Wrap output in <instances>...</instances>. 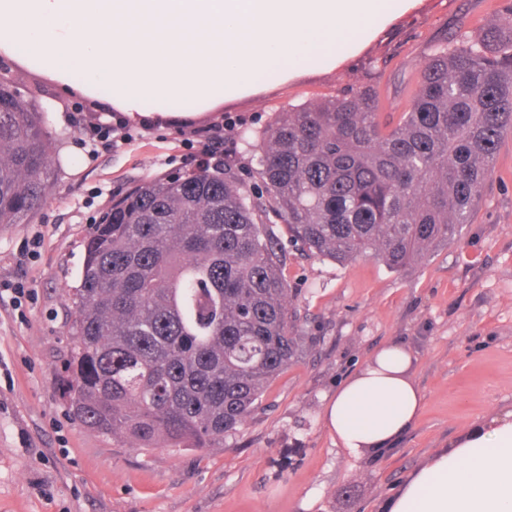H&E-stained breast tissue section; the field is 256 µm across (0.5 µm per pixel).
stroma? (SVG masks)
<instances>
[{
  "instance_id": "35a3bbf8",
  "label": "stroma",
  "mask_w": 512,
  "mask_h": 512,
  "mask_svg": "<svg viewBox=\"0 0 512 512\" xmlns=\"http://www.w3.org/2000/svg\"><path fill=\"white\" fill-rule=\"evenodd\" d=\"M512 0H423L352 66L300 78L198 118L120 119L100 98L59 95L8 61L56 143V180L28 224H0V512H382L405 478L493 414L512 410V136L502 143L472 221L454 244L395 272L360 257L341 266L292 252L289 295L299 316L297 359L261 407L220 448H134L78 425L55 386L69 350L67 295L84 241L113 198L139 181L192 168L218 129L224 161L257 181L243 133L276 113L374 86L388 121L412 99L424 62L451 38L494 23ZM107 123L114 143L86 136ZM410 358L424 402L385 447L352 454L325 424L337 387L381 347Z\"/></svg>"
}]
</instances>
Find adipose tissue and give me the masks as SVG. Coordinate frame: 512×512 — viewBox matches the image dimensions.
Here are the masks:
<instances>
[{"label":"adipose tissue","instance_id":"obj_1","mask_svg":"<svg viewBox=\"0 0 512 512\" xmlns=\"http://www.w3.org/2000/svg\"><path fill=\"white\" fill-rule=\"evenodd\" d=\"M421 0H0V57L61 90H106L135 119L160 101L202 115L362 53ZM386 346L325 409L353 453L405 431L423 404ZM384 512H512V411L494 415L412 472Z\"/></svg>","mask_w":512,"mask_h":512}]
</instances>
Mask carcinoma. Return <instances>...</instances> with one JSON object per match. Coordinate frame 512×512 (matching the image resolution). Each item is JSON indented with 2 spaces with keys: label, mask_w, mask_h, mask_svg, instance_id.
Wrapping results in <instances>:
<instances>
[{
  "label": "carcinoma",
  "mask_w": 512,
  "mask_h": 512,
  "mask_svg": "<svg viewBox=\"0 0 512 512\" xmlns=\"http://www.w3.org/2000/svg\"><path fill=\"white\" fill-rule=\"evenodd\" d=\"M381 109L360 86L252 133L261 194L222 164L112 200L68 293L58 386L83 427L137 448L220 446L297 355L291 251L400 271L452 243L512 136V7L436 50L395 126ZM54 173L42 113L0 77V224L30 222Z\"/></svg>",
  "instance_id": "carcinoma-1"
}]
</instances>
